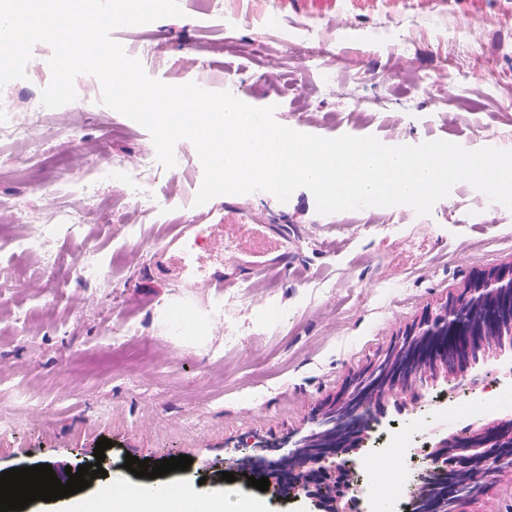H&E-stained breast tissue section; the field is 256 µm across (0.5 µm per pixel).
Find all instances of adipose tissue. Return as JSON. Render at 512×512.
<instances>
[{"mask_svg":"<svg viewBox=\"0 0 512 512\" xmlns=\"http://www.w3.org/2000/svg\"><path fill=\"white\" fill-rule=\"evenodd\" d=\"M67 512H239L227 493L202 495L195 489L165 482L127 488L109 495L72 499Z\"/></svg>","mask_w":512,"mask_h":512,"instance_id":"1","label":"adipose tissue"}]
</instances>
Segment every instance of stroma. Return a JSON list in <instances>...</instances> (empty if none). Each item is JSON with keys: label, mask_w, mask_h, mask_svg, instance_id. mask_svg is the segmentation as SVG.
Here are the masks:
<instances>
[{"label": "stroma", "mask_w": 512, "mask_h": 512, "mask_svg": "<svg viewBox=\"0 0 512 512\" xmlns=\"http://www.w3.org/2000/svg\"><path fill=\"white\" fill-rule=\"evenodd\" d=\"M183 17L122 27L113 38L137 56L146 74L170 85L196 83L227 91L275 120L326 138L372 135L416 145L442 139L474 150L512 149V0H187ZM280 24L264 31L268 12ZM464 25L466 44L455 38ZM38 65L0 90L16 104L9 120L40 115V144L1 148L0 223L11 234L40 239L44 260L0 241V279L21 285L0 295V472L93 462L97 441L110 439L104 483L140 485L126 455L192 457L165 480L226 491L264 512H311L305 497L274 498L244 479L221 480L224 458L251 433L274 458L288 452L349 375L367 365L430 306L445 301L475 273L512 262V210L456 184L431 215L407 206L368 207L321 215L312 193L287 202L258 190L235 196L237 213L224 241L199 226L207 264L224 261L256 225L275 224L292 247L281 267L211 296L190 297L173 271L157 262L173 225L194 223L203 181L194 145L175 146L176 164L155 162L149 133L101 102V84L77 76V98L43 106L51 49H33ZM154 164L140 190L129 169ZM147 193L151 207L141 205ZM86 213L78 238L63 209ZM120 266L75 282L84 251ZM32 315L18 322L19 312ZM135 321L113 369L90 370L108 329ZM501 357L461 381L427 388L421 401L391 412L388 424L416 432V446L396 456L395 470L421 467L435 433L467 423L470 403L491 395L492 417L512 415V380ZM377 432L348 457L359 481L374 489L357 512H378L386 494L373 468Z\"/></svg>", "instance_id": "1"}]
</instances>
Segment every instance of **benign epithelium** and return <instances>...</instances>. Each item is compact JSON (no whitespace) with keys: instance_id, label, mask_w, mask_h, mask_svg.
<instances>
[{"instance_id":"1","label":"benign epithelium","mask_w":512,"mask_h":512,"mask_svg":"<svg viewBox=\"0 0 512 512\" xmlns=\"http://www.w3.org/2000/svg\"><path fill=\"white\" fill-rule=\"evenodd\" d=\"M512 289V263L485 270L461 291L427 309L401 337L367 366L353 373L336 397L315 414L316 426L328 421L336 430L322 438L310 431L292 441V450L277 460L254 455L262 442L239 438L224 470L245 469L270 481L269 492L303 494L316 512H355L358 484L344 456L363 447L374 422L391 401L406 405L421 398L424 387L438 378L464 380L472 369L470 336L463 311ZM512 459V421H486L474 428L440 434L423 448V468L410 493L409 512H447L457 496L459 480L471 477L477 490L504 480L500 470Z\"/></svg>"}]
</instances>
